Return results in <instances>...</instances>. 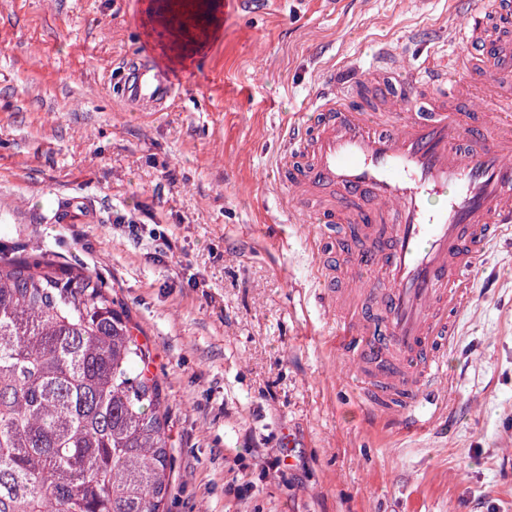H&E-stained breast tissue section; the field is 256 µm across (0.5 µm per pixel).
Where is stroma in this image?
Instances as JSON below:
<instances>
[{"label": "stroma", "mask_w": 512, "mask_h": 512, "mask_svg": "<svg viewBox=\"0 0 512 512\" xmlns=\"http://www.w3.org/2000/svg\"><path fill=\"white\" fill-rule=\"evenodd\" d=\"M454 8L0 0V248L96 271L128 311L170 408V512H512V237L473 276L446 401L402 435L331 341L271 171L330 66L425 57ZM147 49L180 97L130 112L111 75Z\"/></svg>", "instance_id": "obj_1"}]
</instances>
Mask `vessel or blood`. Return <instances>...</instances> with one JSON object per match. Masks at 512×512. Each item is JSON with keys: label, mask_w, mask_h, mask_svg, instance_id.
I'll list each match as a JSON object with an SVG mask.
<instances>
[{"label": "vessel or blood", "mask_w": 512, "mask_h": 512, "mask_svg": "<svg viewBox=\"0 0 512 512\" xmlns=\"http://www.w3.org/2000/svg\"><path fill=\"white\" fill-rule=\"evenodd\" d=\"M464 49L486 52L492 77H512V0L492 14L459 9L408 71L387 47L365 71L339 65L313 88L309 111L294 113L279 132L275 177L289 190V214L314 225L313 275L324 307L337 313L333 342L360 364L373 414L407 434L429 424L433 405L445 400L440 382L472 277L490 245L512 232V96L494 104L504 128L485 126L479 104L449 106L462 89ZM113 92L128 111L160 112L178 98L180 82L147 52L120 68ZM364 97L396 117L382 121L351 107ZM337 224L354 225L355 247L371 250L380 280L355 267L336 288ZM360 291L377 318L342 314Z\"/></svg>", "instance_id": "vessel-or-blood-1"}]
</instances>
